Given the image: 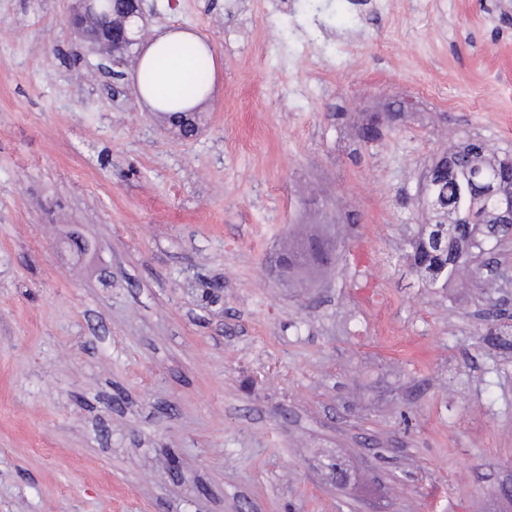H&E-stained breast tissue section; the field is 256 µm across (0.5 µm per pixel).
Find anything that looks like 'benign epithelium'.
Here are the masks:
<instances>
[{"label":"benign epithelium","instance_id":"obj_1","mask_svg":"<svg viewBox=\"0 0 512 512\" xmlns=\"http://www.w3.org/2000/svg\"><path fill=\"white\" fill-rule=\"evenodd\" d=\"M146 0H76L69 24L83 41L104 45L112 52V62L122 64L123 55L141 42ZM174 124L182 136L191 138L197 129L193 114L173 113ZM477 177L483 183L484 206L498 224H512V193L503 192L482 174ZM308 261L317 265L332 263L336 255L319 241H314L306 253Z\"/></svg>","mask_w":512,"mask_h":512}]
</instances>
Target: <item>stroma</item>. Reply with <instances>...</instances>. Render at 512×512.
<instances>
[{"mask_svg":"<svg viewBox=\"0 0 512 512\" xmlns=\"http://www.w3.org/2000/svg\"><path fill=\"white\" fill-rule=\"evenodd\" d=\"M73 3L0 0V512H512V275L402 258L512 154V0H149L220 60L188 140Z\"/></svg>","mask_w":512,"mask_h":512,"instance_id":"obj_1","label":"stroma"}]
</instances>
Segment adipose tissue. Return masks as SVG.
<instances>
[{
    "label": "adipose tissue",
    "mask_w": 512,
    "mask_h": 512,
    "mask_svg": "<svg viewBox=\"0 0 512 512\" xmlns=\"http://www.w3.org/2000/svg\"><path fill=\"white\" fill-rule=\"evenodd\" d=\"M215 65L210 45L190 30H160L144 47L135 83L138 95L155 111L173 112L191 109L209 98L213 83L196 87L194 76L198 58Z\"/></svg>",
    "instance_id": "adipose-tissue-1"
}]
</instances>
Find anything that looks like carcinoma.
<instances>
[{
  "mask_svg": "<svg viewBox=\"0 0 512 512\" xmlns=\"http://www.w3.org/2000/svg\"><path fill=\"white\" fill-rule=\"evenodd\" d=\"M453 156L448 170L438 174L430 185V196L436 200L432 221L423 225L411 242L404 259L415 268L431 288L448 289L457 278L474 275L472 250L487 236L498 246L508 233L494 229L490 217L475 201L481 186L470 180L474 166L498 168L502 189L512 192V167L509 156L489 154L484 142L468 141L450 151Z\"/></svg>",
  "mask_w": 512,
  "mask_h": 512,
  "instance_id": "1",
  "label": "carcinoma"
}]
</instances>
